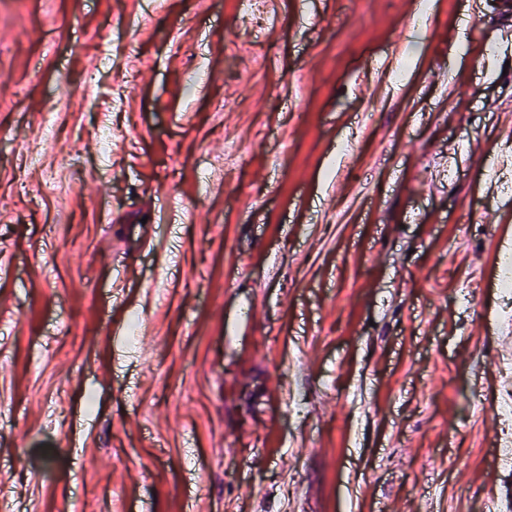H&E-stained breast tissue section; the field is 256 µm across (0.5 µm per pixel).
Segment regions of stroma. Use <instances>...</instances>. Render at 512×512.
<instances>
[{
  "label": "stroma",
  "mask_w": 512,
  "mask_h": 512,
  "mask_svg": "<svg viewBox=\"0 0 512 512\" xmlns=\"http://www.w3.org/2000/svg\"><path fill=\"white\" fill-rule=\"evenodd\" d=\"M510 146L506 0H0V512H512Z\"/></svg>",
  "instance_id": "1"
}]
</instances>
